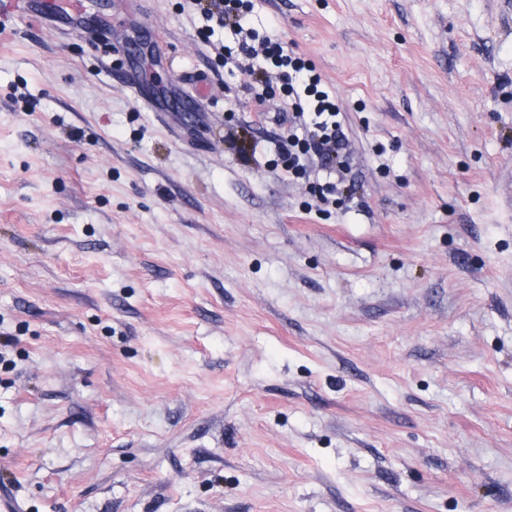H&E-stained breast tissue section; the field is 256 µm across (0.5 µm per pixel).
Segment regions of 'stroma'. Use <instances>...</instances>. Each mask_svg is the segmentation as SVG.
I'll list each match as a JSON object with an SVG mask.
<instances>
[{
	"instance_id": "obj_1",
	"label": "stroma",
	"mask_w": 512,
	"mask_h": 512,
	"mask_svg": "<svg viewBox=\"0 0 512 512\" xmlns=\"http://www.w3.org/2000/svg\"><path fill=\"white\" fill-rule=\"evenodd\" d=\"M253 4L336 96V199L274 164L279 70L247 89L180 0L116 14L156 97L207 75L176 130L80 38L0 35V480L21 512H512V0Z\"/></svg>"
}]
</instances>
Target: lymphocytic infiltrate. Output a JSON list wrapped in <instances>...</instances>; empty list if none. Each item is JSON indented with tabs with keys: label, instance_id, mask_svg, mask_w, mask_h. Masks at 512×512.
Listing matches in <instances>:
<instances>
[{
	"label": "lymphocytic infiltrate",
	"instance_id": "f902f5d3",
	"mask_svg": "<svg viewBox=\"0 0 512 512\" xmlns=\"http://www.w3.org/2000/svg\"><path fill=\"white\" fill-rule=\"evenodd\" d=\"M205 20L215 22L239 35L238 50L243 57L240 68L254 80L266 76L265 61L303 75L302 87L287 86L288 110L279 122L288 132L278 138L279 155L285 167L299 170L305 156H315L323 169H337L344 164L346 136L338 119L339 109L329 94L322 90V79L304 59L288 53L279 42L258 40L255 32L244 31L239 13L245 0H189Z\"/></svg>",
	"mask_w": 512,
	"mask_h": 512
}]
</instances>
